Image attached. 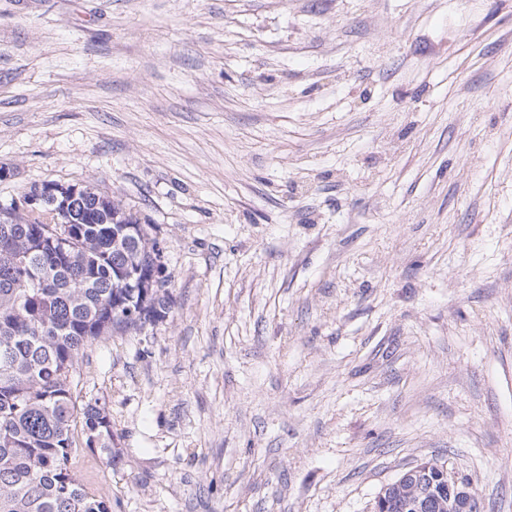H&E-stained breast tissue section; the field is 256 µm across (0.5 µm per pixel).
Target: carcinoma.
Returning <instances> with one entry per match:
<instances>
[{"instance_id":"1","label":"carcinoma","mask_w":512,"mask_h":512,"mask_svg":"<svg viewBox=\"0 0 512 512\" xmlns=\"http://www.w3.org/2000/svg\"><path fill=\"white\" fill-rule=\"evenodd\" d=\"M74 201L64 246L49 244L57 206L0 214V512H111L76 465L83 448L117 463L106 404L73 399L74 366L86 348L156 324L172 308L156 237L131 210L87 185ZM402 474L381 488L375 512H415L448 491Z\"/></svg>"}]
</instances>
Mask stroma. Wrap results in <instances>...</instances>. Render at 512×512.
Returning <instances> with one entry per match:
<instances>
[{
  "instance_id": "stroma-1",
  "label": "stroma",
  "mask_w": 512,
  "mask_h": 512,
  "mask_svg": "<svg viewBox=\"0 0 512 512\" xmlns=\"http://www.w3.org/2000/svg\"><path fill=\"white\" fill-rule=\"evenodd\" d=\"M0 205L92 184L174 307L90 346L112 512H512V0H0ZM439 466L441 468L444 467L443 464L438 465L432 460L422 461L404 472L395 481L386 484L378 494L375 512H415L414 507L419 500L430 496L435 497L434 492L437 489L439 490V485L436 483L430 489V480ZM418 468L421 469V472L428 468V473L420 472L421 476L419 477H407L409 472ZM432 507V500L430 498L423 500L417 505L420 512H429ZM470 489L468 482L454 477L448 481V491L438 494L440 504L431 512H474V495Z\"/></svg>"
}]
</instances>
